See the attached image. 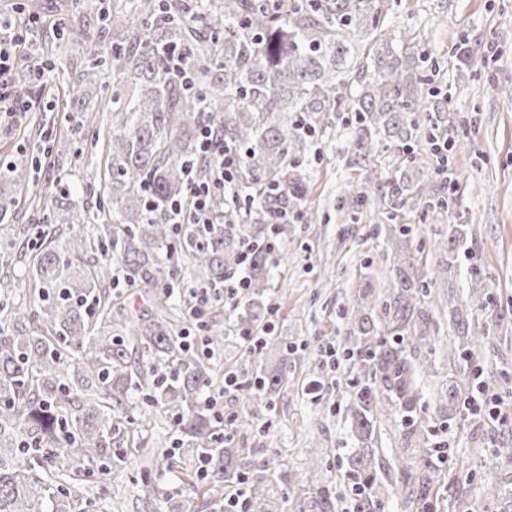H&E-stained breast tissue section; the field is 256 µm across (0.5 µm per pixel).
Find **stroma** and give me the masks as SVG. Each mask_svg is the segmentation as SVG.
Instances as JSON below:
<instances>
[{"mask_svg":"<svg viewBox=\"0 0 512 512\" xmlns=\"http://www.w3.org/2000/svg\"><path fill=\"white\" fill-rule=\"evenodd\" d=\"M61 0H0V13L35 4L41 29L38 49L23 60L22 70L42 72L45 88H32L33 111L51 102L47 93L65 67H81L82 49L67 48L54 55L45 46L53 41V27L69 24L67 15L55 12ZM393 25L413 31L427 41L438 74L433 85L447 97L464 123L448 130L453 151L448 167L455 176L445 189L448 211L422 214L399 210L397 215L367 207L357 220L337 211L343 186L359 177L350 168L345 148L351 131L345 117L315 141L305 163L307 199L313 211L308 223L293 222L280 233L278 266L269 292L273 313L268 325L292 349L288 386L273 410L245 403L241 390L224 393L219 404L234 418L230 428L242 448L263 447L272 434L290 472L303 471L311 457H321L333 474L343 473L353 446L344 427L348 398L345 361L332 362L325 348L339 347L344 334L340 310L351 303L365 282L381 284L389 271L384 238L389 220L408 227L419 251L423 277L436 273L452 224L477 228L476 239L462 253L478 258L496 279V303L512 311V0H397ZM83 115L71 113L69 121L48 122L43 133L60 149L58 163L28 168L30 188L47 197L67 199L78 206L95 203L90 186L99 182V157L90 144L93 129L83 126ZM238 337L226 335L213 354L222 375L253 372L272 353L246 359ZM498 399L497 416L483 426L472 423L441 427L439 439L448 441L453 460H466L473 486L512 474V463L492 462L491 450L502 431H512V377L489 383ZM136 441L144 450L127 446L130 465L121 476L106 482H88L81 497L96 500L101 512H150L153 494L162 491L203 512L204 499L185 480L191 461L175 451L174 427L163 412H146L134 426ZM172 455V466L158 464V452Z\"/></svg>","mask_w":512,"mask_h":512,"instance_id":"35a3bbf8","label":"stroma"}]
</instances>
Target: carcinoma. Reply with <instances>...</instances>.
<instances>
[{
	"label": "carcinoma",
	"mask_w": 512,
	"mask_h": 512,
	"mask_svg": "<svg viewBox=\"0 0 512 512\" xmlns=\"http://www.w3.org/2000/svg\"><path fill=\"white\" fill-rule=\"evenodd\" d=\"M393 6L394 0H113L100 13L98 32L73 22L68 38L80 40L89 64L65 81L64 100L88 111L102 76L112 74L111 120L101 145L105 196L95 208L58 200L39 209L46 223L8 229L22 245L0 256V512H83L75 489L99 461L124 468L127 426L146 406L173 417L177 449L195 460L210 512H286L299 485L309 493L306 512H336L348 494L355 512H381L391 493L403 512H438L441 488H461L459 477L448 478L441 467L419 379L439 347L432 288L458 269L470 225H450L433 279L421 277L407 231L390 228L388 279L381 288L366 282L341 310L342 352L352 374L346 424L357 445L348 494L318 457L295 477L276 451L243 469L242 455L254 450L238 447L205 405L219 371L184 341L173 299L172 282L187 261L188 274L206 286L245 264L248 287L236 324L253 328L268 310L265 227L309 211L301 166L338 112L355 116L348 165L366 170L347 182L338 211L350 217L375 203L447 205L440 183L417 176L423 162L410 142L441 138L448 104L428 102L434 91L425 55L413 35L393 27ZM109 32L112 52L105 55L98 44ZM181 57L189 68L179 67ZM205 126L215 141L239 150L241 163L237 178L212 194V224L200 238L178 232L171 205L185 199L189 179H211L212 161L199 150ZM386 143L402 146L404 157L385 193L374 162ZM24 180L18 163L0 166V185L8 188L0 191V219L19 212ZM79 224L99 225L98 234L61 239L60 230ZM89 254L104 263L85 260ZM18 263L24 274L16 279ZM110 268L122 273L125 288L144 291L152 309L133 314L115 306L121 295L101 287ZM466 281V288L447 285L454 340L444 352L448 386L437 402L448 423L465 417L472 376L486 358L482 342L507 318L481 263L467 267ZM19 290L38 300L33 311L16 308ZM286 386L285 348L245 384L248 402L269 409ZM389 420L394 447L386 459L376 438ZM479 492L494 512L505 505L504 483ZM155 500L160 512L189 509L166 493Z\"/></svg>",
	"instance_id": "obj_1"
}]
</instances>
